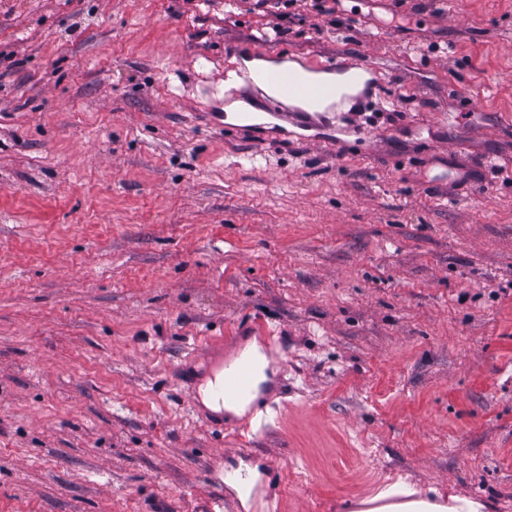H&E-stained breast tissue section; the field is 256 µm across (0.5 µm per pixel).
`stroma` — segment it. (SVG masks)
Masks as SVG:
<instances>
[{
    "instance_id": "1",
    "label": "stroma",
    "mask_w": 512,
    "mask_h": 512,
    "mask_svg": "<svg viewBox=\"0 0 512 512\" xmlns=\"http://www.w3.org/2000/svg\"><path fill=\"white\" fill-rule=\"evenodd\" d=\"M343 55L385 88L325 130L368 152L203 119L247 59ZM249 317L283 361L248 439L180 390ZM271 455V512L406 474L402 512H512V0H0V512H202Z\"/></svg>"
}]
</instances>
